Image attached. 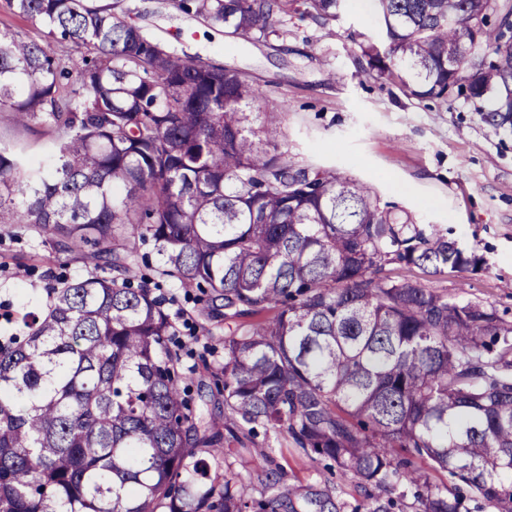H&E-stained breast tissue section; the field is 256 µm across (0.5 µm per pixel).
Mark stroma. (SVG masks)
I'll return each instance as SVG.
<instances>
[{
  "mask_svg": "<svg viewBox=\"0 0 512 512\" xmlns=\"http://www.w3.org/2000/svg\"><path fill=\"white\" fill-rule=\"evenodd\" d=\"M130 12L162 43L204 62L233 67L283 102L279 151L304 164L332 169L370 185L380 204L408 212L415 223L455 240L483 261L481 271L436 277L398 265L394 273L436 292L494 307L512 322V132L495 128L471 102L406 98L389 81L364 72L359 44L383 38L375 11L341 0L328 25L289 17L286 40L230 37L205 19L177 10L171 0H99ZM54 133L42 120L17 124L0 112V145L39 164ZM153 241L136 244V277H148L162 296H176V338L183 346L182 386L201 389L205 413L224 418V326L204 322L202 293L159 274ZM91 266L52 249L45 236L18 225L0 226V334L20 335L14 315L44 304L64 279H83ZM266 446L300 485L327 479L321 465L291 448L283 435Z\"/></svg>",
  "mask_w": 512,
  "mask_h": 512,
  "instance_id": "35a3bbf8",
  "label": "stroma"
}]
</instances>
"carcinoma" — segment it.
Wrapping results in <instances>:
<instances>
[{
    "instance_id": "cac0c4a2",
    "label": "carcinoma",
    "mask_w": 512,
    "mask_h": 512,
    "mask_svg": "<svg viewBox=\"0 0 512 512\" xmlns=\"http://www.w3.org/2000/svg\"><path fill=\"white\" fill-rule=\"evenodd\" d=\"M9 2L46 32L0 31V111L55 141L37 167L0 147V225L113 275L60 282L25 335L0 336V512H512V323L387 270L482 259L279 152L283 105L239 71L108 5ZM374 2L385 37L360 45L366 72L408 98L463 95L512 129V0ZM173 3L230 36L280 38L293 14L329 24L340 0ZM53 41L74 47L70 66ZM148 238L161 274L224 319L222 422L180 387L169 301L128 276ZM261 431L333 462L353 492L287 483ZM231 445L250 454L241 471L220 457Z\"/></svg>"
}]
</instances>
